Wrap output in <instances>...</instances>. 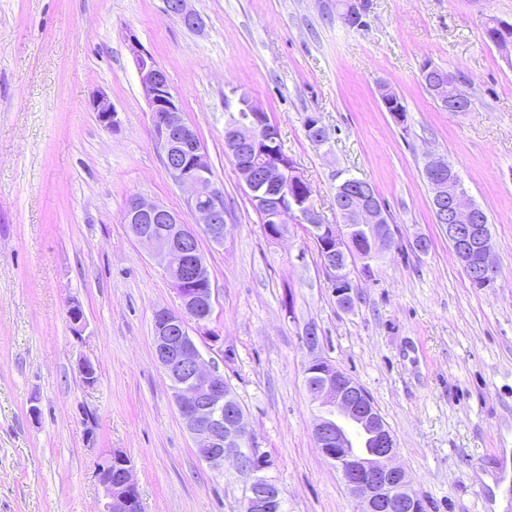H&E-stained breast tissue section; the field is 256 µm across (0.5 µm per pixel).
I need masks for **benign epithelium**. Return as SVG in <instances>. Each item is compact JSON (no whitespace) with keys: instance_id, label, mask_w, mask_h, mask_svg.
I'll use <instances>...</instances> for the list:
<instances>
[{"instance_id":"benign-epithelium-1","label":"benign epithelium","mask_w":512,"mask_h":512,"mask_svg":"<svg viewBox=\"0 0 512 512\" xmlns=\"http://www.w3.org/2000/svg\"><path fill=\"white\" fill-rule=\"evenodd\" d=\"M165 7L185 27L194 30L201 25V17L189 7V0H165ZM129 50L152 113L154 137L164 167L184 191L187 210L194 219L189 224L180 214L141 197L131 198L125 209L130 232L165 268L179 300L174 310L160 307L153 312L155 358L170 382L200 460L213 469L229 460L249 478L244 512H285L283 491L266 475L270 467L267 456L255 444L224 374L206 362L199 349L203 340L213 345L220 341L210 329L214 292L200 236L216 245L224 243V195L212 180L205 149L184 119L167 72L137 39H130ZM90 105L105 130L118 129L117 112L104 90L94 91ZM279 142L278 128L254 104L246 119L231 117L225 123V150L254 206L274 213L275 225L267 227V234L280 237L288 217L307 224L308 233L322 251V267L329 281L343 280L352 251L346 229L322 222L310 190L304 192L302 205L288 206V185L304 187L306 180L288 156L278 151ZM427 163L436 220L444 226L458 261L475 287H494L499 268L493 255L492 234L477 223L479 206L468 199L447 156L431 152ZM336 201L344 220L364 224L371 231L373 246L362 254L363 261L368 263L393 247L394 227L367 184L350 185L336 195ZM156 224L170 225L167 234L158 235ZM66 314L73 335L83 336L87 322L81 303L68 302ZM78 373L84 387L96 385L97 369L92 362L80 361ZM305 374L308 395L318 408L314 441L323 456L338 465L359 512H425L424 500L397 463V442L366 390L321 356L308 362ZM358 431L366 435L371 446L356 447ZM97 477L103 493L99 512H132L139 491L129 458L116 449L103 452Z\"/></svg>"}]
</instances>
